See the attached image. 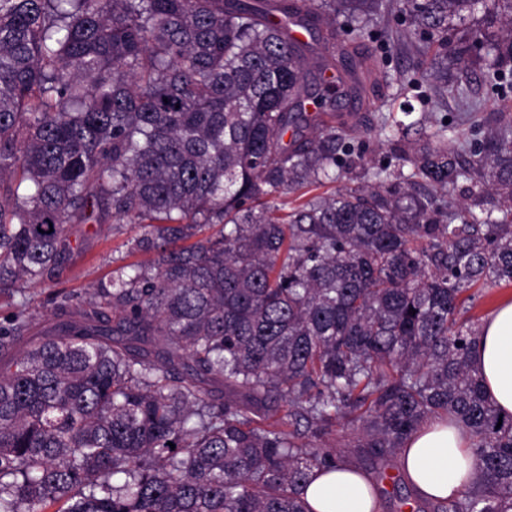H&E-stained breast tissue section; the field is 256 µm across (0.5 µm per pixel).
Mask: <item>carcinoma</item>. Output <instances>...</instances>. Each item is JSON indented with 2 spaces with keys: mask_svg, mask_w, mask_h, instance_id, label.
<instances>
[{
  "mask_svg": "<svg viewBox=\"0 0 512 512\" xmlns=\"http://www.w3.org/2000/svg\"><path fill=\"white\" fill-rule=\"evenodd\" d=\"M268 2L0 0V291L60 276L70 224H137L153 255L20 354L26 300L0 319V512H311L317 471L353 447L395 457L436 418L478 471L433 512H512V415L461 318L463 293L512 283V115L492 124L448 87L475 48L487 83L512 76V0H276L278 19ZM396 5L398 38L431 56L409 82L435 109L456 96L484 137L400 122L396 168L309 197L358 85L308 87L288 20L334 47ZM342 421L355 444H317Z\"/></svg>",
  "mask_w": 512,
  "mask_h": 512,
  "instance_id": "cac0c4a2",
  "label": "carcinoma"
}]
</instances>
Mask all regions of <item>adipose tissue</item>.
I'll list each match as a JSON object with an SVG mask.
<instances>
[{
	"instance_id": "1",
	"label": "adipose tissue",
	"mask_w": 512,
	"mask_h": 512,
	"mask_svg": "<svg viewBox=\"0 0 512 512\" xmlns=\"http://www.w3.org/2000/svg\"><path fill=\"white\" fill-rule=\"evenodd\" d=\"M488 397L501 414L512 415V300H503L479 329L472 357ZM402 468L422 497H456L476 471L475 457L459 428L435 419L423 425L401 453ZM311 512H377L368 481L343 461L321 472L306 488Z\"/></svg>"
}]
</instances>
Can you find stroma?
Here are the masks:
<instances>
[{"label":"stroma","mask_w":512,"mask_h":512,"mask_svg":"<svg viewBox=\"0 0 512 512\" xmlns=\"http://www.w3.org/2000/svg\"><path fill=\"white\" fill-rule=\"evenodd\" d=\"M403 24V15H396L390 23L381 22L373 26L368 38L351 47L354 60L359 64L356 76L363 89L358 94L343 98L339 111L348 126L346 145L361 154L364 165L368 167L395 164L391 143L387 142L385 136L372 134L370 128L383 112L402 118L401 105L406 100L413 104L416 111H428L431 120H448L455 135L467 144H474L483 137L482 132L473 131L470 126L461 123V109L456 100H449L443 109L432 111L421 98L419 90L411 89L406 95H398L399 75L408 66L410 56L408 46L392 37L391 30ZM371 56L383 60L387 79H377L361 69V62ZM448 79L452 82L464 81L472 97L482 102L489 118H497L502 112L512 113V77L497 89L486 86L482 74L477 71L463 77L452 68L448 71ZM140 233L138 225L110 221L70 225L69 234L75 253L62 275L52 281L25 286L23 290L30 316V330L24 338L25 343L38 340L54 327L57 321L56 308L51 301L54 292L62 291L82 299L107 282L117 267L132 262H147L146 254L131 249L132 239ZM351 460L370 474L383 470L393 475V482L381 484L380 512H409L408 507L402 506L401 499L405 496L415 497L416 492L403 476L398 458L376 462L366 455L355 454Z\"/></svg>","instance_id":"35a3bbf8"}]
</instances>
